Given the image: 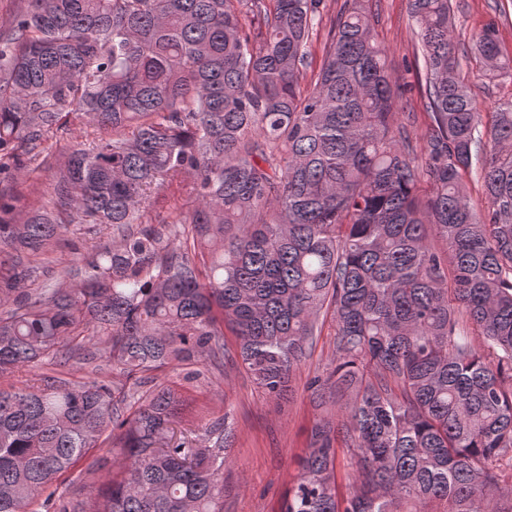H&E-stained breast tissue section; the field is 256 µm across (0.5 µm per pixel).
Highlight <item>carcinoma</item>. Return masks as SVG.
<instances>
[{"mask_svg": "<svg viewBox=\"0 0 512 512\" xmlns=\"http://www.w3.org/2000/svg\"><path fill=\"white\" fill-rule=\"evenodd\" d=\"M451 10L409 0L423 159L399 122L413 86L392 84L370 0L330 19L316 69L323 0H28L13 16L0 183L27 176L72 114L105 136L72 150L50 210L20 222L0 188V374L105 342L125 382L95 366L0 390V512H41L108 431L119 460L93 512H224L234 434L218 420L173 441L185 399L166 370L222 356L278 401L327 318L336 362L306 388L343 403L312 427L282 512H512V99L482 124ZM497 32L485 24L474 53L512 82ZM184 183L193 203L161 216L156 190ZM72 224L112 245L29 288Z\"/></svg>", "mask_w": 512, "mask_h": 512, "instance_id": "carcinoma-1", "label": "carcinoma"}]
</instances>
